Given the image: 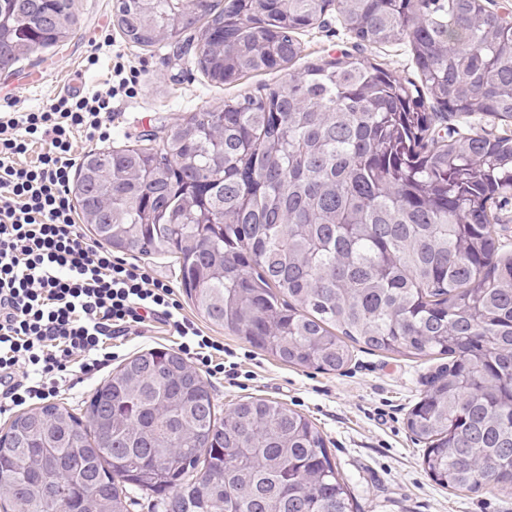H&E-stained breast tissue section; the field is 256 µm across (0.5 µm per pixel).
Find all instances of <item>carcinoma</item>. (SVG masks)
Returning <instances> with one entry per match:
<instances>
[{
  "mask_svg": "<svg viewBox=\"0 0 512 512\" xmlns=\"http://www.w3.org/2000/svg\"><path fill=\"white\" fill-rule=\"evenodd\" d=\"M355 47L410 46L419 82L344 53L172 125L162 146L90 151L84 223L168 253L198 313L280 362L342 370L352 345L445 356L407 419L424 470L512 492V27L487 0H115L134 44L199 30L208 78L279 70L330 2ZM73 0H0L17 63L65 41ZM461 123L442 129L439 120ZM86 424L48 404L0 436V512H354L316 425L265 399L216 415L172 349L128 358Z\"/></svg>",
  "mask_w": 512,
  "mask_h": 512,
  "instance_id": "1",
  "label": "carcinoma"
}]
</instances>
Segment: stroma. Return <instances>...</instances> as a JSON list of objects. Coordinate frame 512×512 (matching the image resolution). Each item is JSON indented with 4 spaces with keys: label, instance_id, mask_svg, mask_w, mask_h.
Segmentation results:
<instances>
[{
    "label": "stroma",
    "instance_id": "stroma-1",
    "mask_svg": "<svg viewBox=\"0 0 512 512\" xmlns=\"http://www.w3.org/2000/svg\"><path fill=\"white\" fill-rule=\"evenodd\" d=\"M112 4L113 0H75L77 22L66 42L0 71V102L30 110L46 105L72 84L81 92L105 88L116 55H123L126 64L140 70L138 84L112 102L110 138L101 143L82 135L76 137L75 151L80 157L104 146L159 147L167 129L191 113L222 105L224 100L262 84H283L301 72L305 61L333 58L353 47L331 6L319 25L302 34L301 60L280 71L218 84L200 71L194 54L176 59L171 49L129 43L115 22ZM105 33L111 38L110 46L96 48V40ZM92 54L99 60L90 67L86 61ZM124 258L149 267L154 278L174 288L181 315L223 345V352L215 354L214 359L234 364V376H213L203 364L195 366L211 384L217 412H226L250 398H264L285 403L305 415L321 431L357 512H512L510 493L487 487L459 492L440 486L424 472V447L412 440L407 417L425 390L426 377L435 368V361L359 347L340 372L286 365L206 321L181 288L172 255L148 257L128 252ZM180 342L167 326L141 336L114 339L111 361L62 384L52 400L84 414L85 403L95 388L126 359L151 348L175 350Z\"/></svg>",
    "mask_w": 512,
    "mask_h": 512
}]
</instances>
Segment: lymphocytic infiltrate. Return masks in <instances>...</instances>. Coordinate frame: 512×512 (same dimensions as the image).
<instances>
[{"instance_id":"f902f5d3","label":"lymphocytic infiltrate","mask_w":512,"mask_h":512,"mask_svg":"<svg viewBox=\"0 0 512 512\" xmlns=\"http://www.w3.org/2000/svg\"><path fill=\"white\" fill-rule=\"evenodd\" d=\"M115 84L90 95L64 91L36 111L0 116V411L48 398L57 383L112 356L108 341L160 322L185 337V354L212 373L221 346L177 317L167 284L144 267L88 240L69 198L76 133L107 139L112 100L127 92L124 64ZM35 162L21 158L34 145Z\"/></svg>"}]
</instances>
